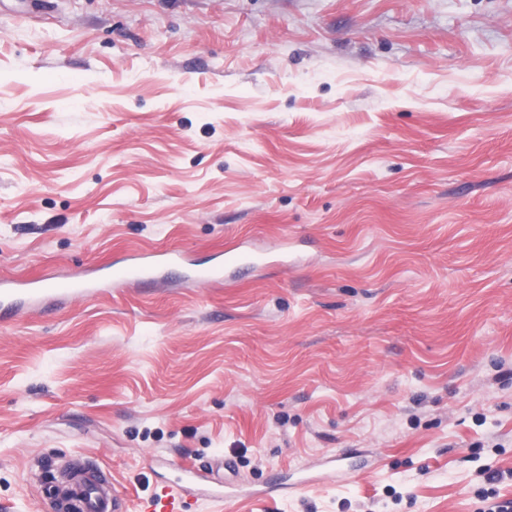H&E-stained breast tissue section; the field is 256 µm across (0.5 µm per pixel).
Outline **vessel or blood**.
<instances>
[{"label": "vessel or blood", "mask_w": 512, "mask_h": 512, "mask_svg": "<svg viewBox=\"0 0 512 512\" xmlns=\"http://www.w3.org/2000/svg\"><path fill=\"white\" fill-rule=\"evenodd\" d=\"M241 255L236 250L225 251L218 255L206 268L197 270L195 279L199 284L219 286L224 282V271L237 263ZM187 252L180 249L144 251L130 255L120 265L113 266L110 276L113 282L129 283L141 277L158 272L172 264H189ZM52 293H62L87 297L92 293L85 280L76 278L66 282L48 283L43 279L0 280V321L11 318L14 311L22 309L24 304L39 303ZM82 471L83 482L65 478L63 466L52 464L44 471L43 492L50 512H126L125 499L115 484L97 488L89 492V485H96L98 475L88 463L77 465ZM183 480L163 486L147 502L144 512H183L184 500L192 490L191 480L204 475L214 476L212 494L216 498L224 496V478L217 467L201 469L194 464L182 465Z\"/></svg>", "instance_id": "1"}]
</instances>
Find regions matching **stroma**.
I'll list each match as a JSON object with an SVG mask.
<instances>
[{
	"label": "stroma",
	"instance_id": "obj_1",
	"mask_svg": "<svg viewBox=\"0 0 512 512\" xmlns=\"http://www.w3.org/2000/svg\"><path fill=\"white\" fill-rule=\"evenodd\" d=\"M266 266L204 289L106 267ZM0 512L93 459L140 512H479L512 469V0H0ZM342 454L340 474L321 463ZM172 264L191 265L187 252L174 248L132 254L123 264L114 265L110 276L114 283H129ZM39 279L16 280L1 278L0 280V321L11 318L13 309L22 310L25 302L37 304L51 293L87 297L95 294V290L87 287L80 277L66 282L47 283ZM173 466L181 469L186 475V482L178 480L173 484L163 486L161 490L147 502L144 512H184L183 504L185 498L189 496V492L193 487L191 479L195 477H207V475L215 476L213 481L212 494L214 497L224 500L232 499L235 494L228 492L224 494V477L220 476L219 469L221 466L211 465L209 468L201 469L196 464L173 463Z\"/></svg>",
	"mask_w": 512,
	"mask_h": 512
}]
</instances>
